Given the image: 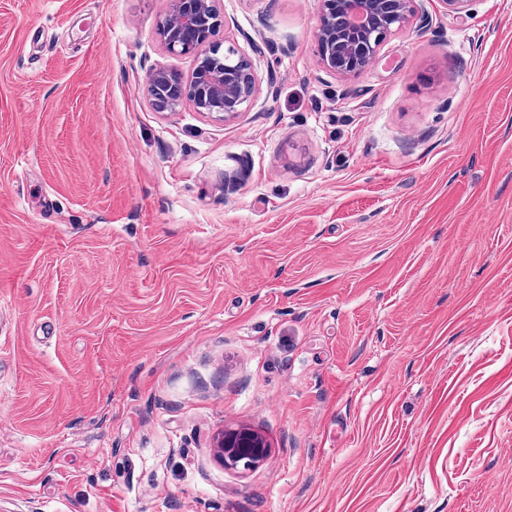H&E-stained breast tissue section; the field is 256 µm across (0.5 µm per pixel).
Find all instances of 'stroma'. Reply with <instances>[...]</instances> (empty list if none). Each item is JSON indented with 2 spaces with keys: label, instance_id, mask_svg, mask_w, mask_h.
I'll list each match as a JSON object with an SVG mask.
<instances>
[{
  "label": "stroma",
  "instance_id": "obj_1",
  "mask_svg": "<svg viewBox=\"0 0 512 512\" xmlns=\"http://www.w3.org/2000/svg\"><path fill=\"white\" fill-rule=\"evenodd\" d=\"M170 6L0 0V512H512V0L349 78L218 0L224 122L149 103ZM261 448L262 442L256 436L226 434L217 441L215 455L225 466L250 470L258 463Z\"/></svg>",
  "mask_w": 512,
  "mask_h": 512
}]
</instances>
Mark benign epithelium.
<instances>
[{
	"instance_id": "obj_1",
	"label": "benign epithelium",
	"mask_w": 512,
	"mask_h": 512,
	"mask_svg": "<svg viewBox=\"0 0 512 512\" xmlns=\"http://www.w3.org/2000/svg\"><path fill=\"white\" fill-rule=\"evenodd\" d=\"M171 13L158 24L167 52L191 55L195 66L187 77L157 69L147 79V95L160 112H176L184 100L197 111L225 121L257 95L254 61L236 44L213 40L222 23L215 0H172ZM414 0H321L316 32L317 55L327 70L347 77L376 62L388 36L405 28ZM262 442L248 434H227L215 446L224 465L250 470L262 453Z\"/></svg>"
}]
</instances>
